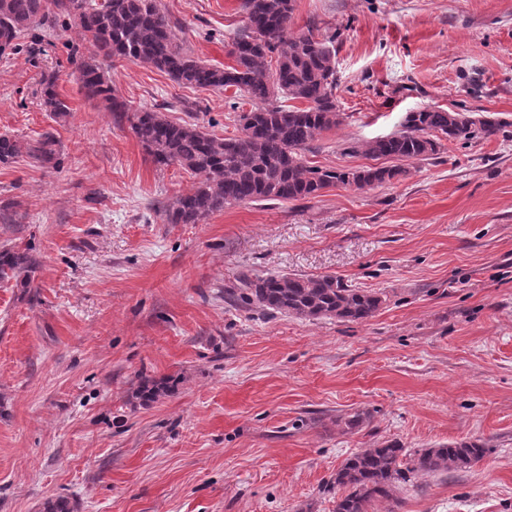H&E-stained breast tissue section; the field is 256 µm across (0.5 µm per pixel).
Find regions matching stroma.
Instances as JSON below:
<instances>
[{
  "mask_svg": "<svg viewBox=\"0 0 512 512\" xmlns=\"http://www.w3.org/2000/svg\"><path fill=\"white\" fill-rule=\"evenodd\" d=\"M189 53L232 65L241 0H157ZM334 37L343 122L306 158L355 169L353 145L407 113L504 122L442 141L406 176L309 201L246 202L199 224L165 208L196 179L153 161L67 61L76 25L27 31L0 57V135L52 133L60 167L0 163V248L36 260L0 283V512H334L326 482L362 448L481 440L466 472L399 486L379 512H512V0H294L289 34ZM55 77L70 114L52 118ZM119 100L237 135L252 103L128 60ZM333 275L381 293L362 323L243 306V276ZM176 386L133 399L142 380ZM363 414L355 429L341 420ZM42 100L46 109L51 112L55 119L66 117L69 114L67 104L59 98L56 91V79L50 78L45 81L42 89Z\"/></svg>",
  "mask_w": 512,
  "mask_h": 512,
  "instance_id": "1",
  "label": "stroma"
}]
</instances>
